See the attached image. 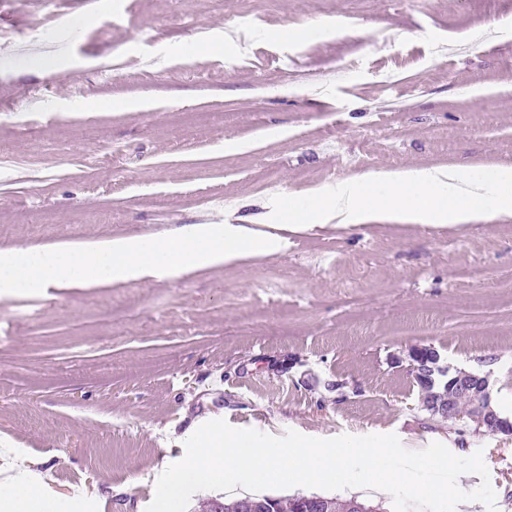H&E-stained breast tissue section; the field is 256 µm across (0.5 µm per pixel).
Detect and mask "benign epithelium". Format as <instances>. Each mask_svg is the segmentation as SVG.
<instances>
[{"instance_id":"1","label":"benign epithelium","mask_w":512,"mask_h":512,"mask_svg":"<svg viewBox=\"0 0 512 512\" xmlns=\"http://www.w3.org/2000/svg\"><path fill=\"white\" fill-rule=\"evenodd\" d=\"M422 345H414L408 350L392 355V363L400 366L408 363V373L429 379L436 373L440 356L431 355L430 359L417 363ZM429 411L439 420H461L469 417L481 422L490 435H512V419L500 413L494 402L492 384L489 374L462 369L448 380V401L431 403ZM295 512H327V505L322 499L302 498L293 504Z\"/></svg>"}]
</instances>
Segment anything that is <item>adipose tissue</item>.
Segmentation results:
<instances>
[{
  "instance_id": "ef3b65f1",
  "label": "adipose tissue",
  "mask_w": 512,
  "mask_h": 512,
  "mask_svg": "<svg viewBox=\"0 0 512 512\" xmlns=\"http://www.w3.org/2000/svg\"><path fill=\"white\" fill-rule=\"evenodd\" d=\"M512 166L499 165L487 180L464 166L405 167L381 170L337 188H321L306 200L303 215L317 223L359 224L375 213L404 215L414 224L466 226L485 216L512 217ZM485 201L487 211L476 210ZM0 500L17 512H57L59 500L46 475L0 438Z\"/></svg>"
}]
</instances>
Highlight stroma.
<instances>
[{"label": "stroma", "instance_id": "35a3bbf8", "mask_svg": "<svg viewBox=\"0 0 512 512\" xmlns=\"http://www.w3.org/2000/svg\"><path fill=\"white\" fill-rule=\"evenodd\" d=\"M246 20L244 56L224 35ZM508 24L512 0H0V152L29 175L0 170V248L172 235L205 212L223 221L216 198L283 203L257 226L277 252L0 295V436L62 495L86 487L63 512H138L140 476L184 455L166 432L208 414L479 450L512 512V438L438 423L391 362L434 346L489 374L512 415V221L294 220L307 192L366 172L512 165ZM374 29L387 50L366 45ZM40 54L53 66L33 70ZM33 89L44 113L24 104Z\"/></svg>", "mask_w": 512, "mask_h": 512}]
</instances>
